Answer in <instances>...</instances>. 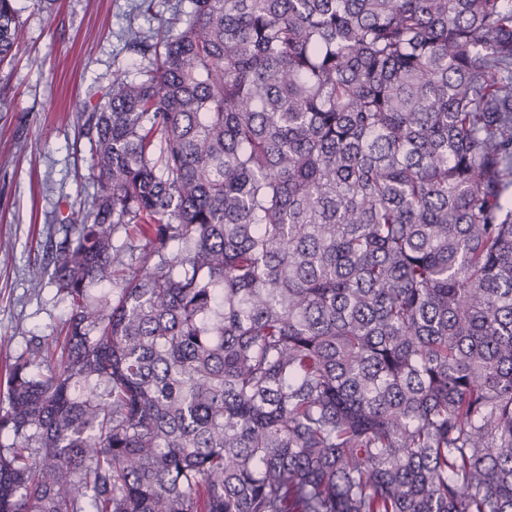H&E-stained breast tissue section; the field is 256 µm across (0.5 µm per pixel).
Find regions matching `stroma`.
I'll return each mask as SVG.
<instances>
[{
  "instance_id": "stroma-1",
  "label": "stroma",
  "mask_w": 512,
  "mask_h": 512,
  "mask_svg": "<svg viewBox=\"0 0 512 512\" xmlns=\"http://www.w3.org/2000/svg\"><path fill=\"white\" fill-rule=\"evenodd\" d=\"M16 0L19 54L0 73V364L32 337L64 335L70 304L51 279L46 256L73 212L96 191L82 112L102 99L116 69L137 75L125 46L128 25L146 34L162 19L189 11V0Z\"/></svg>"
}]
</instances>
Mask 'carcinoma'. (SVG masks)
<instances>
[{"label":"carcinoma","instance_id":"cac0c4a2","mask_svg":"<svg viewBox=\"0 0 512 512\" xmlns=\"http://www.w3.org/2000/svg\"><path fill=\"white\" fill-rule=\"evenodd\" d=\"M20 35L0 0V68ZM126 39L0 512H512V0H191Z\"/></svg>","mask_w":512,"mask_h":512}]
</instances>
